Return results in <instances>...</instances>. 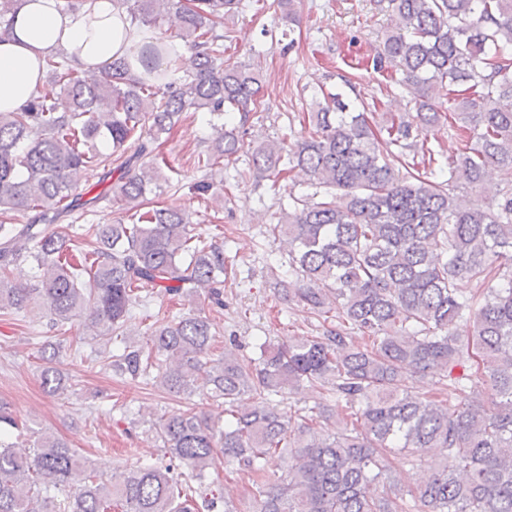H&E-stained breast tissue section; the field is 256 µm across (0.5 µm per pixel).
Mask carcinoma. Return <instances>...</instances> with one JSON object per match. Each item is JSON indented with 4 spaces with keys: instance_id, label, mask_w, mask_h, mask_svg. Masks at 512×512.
Returning a JSON list of instances; mask_svg holds the SVG:
<instances>
[{
    "instance_id": "obj_1",
    "label": "carcinoma",
    "mask_w": 512,
    "mask_h": 512,
    "mask_svg": "<svg viewBox=\"0 0 512 512\" xmlns=\"http://www.w3.org/2000/svg\"><path fill=\"white\" fill-rule=\"evenodd\" d=\"M118 3L138 27L176 18L178 43L146 44L142 75L126 58L98 73L53 54L37 96L18 112H0V312L41 305L50 327L82 319L101 339L122 335L139 292L204 294L224 306V245L195 238L186 210L148 198L159 177L156 143L183 113L210 115V145L198 156L205 178L195 184L206 195L208 177L239 153L262 98L258 71L224 59V23L241 0ZM22 4L0 0V42L14 37ZM387 8L395 24L372 68L399 75L416 112L374 124L364 101L324 91L307 113L309 134L251 153L262 176L298 169L325 189L321 201L294 200L269 231L291 246L288 297L319 317L336 313L340 327L264 342L248 361L230 348L212 358L214 323L186 313L149 326L144 347L114 360L97 354L133 378L155 374L173 393L191 391L203 376L232 420L163 414L152 428L169 464L110 482L55 436L30 448L0 443V512H190L182 493L221 460L256 476L255 512H404L387 456L423 459L438 449L447 451L442 470L410 490L421 512H512V0H387ZM182 47L195 57L186 76ZM445 102L471 143L441 181L433 151L418 161L409 139L413 123L442 117ZM111 164L124 216L80 226L76 238L91 250L77 256L76 238L54 221L82 173ZM490 168L503 185L487 184ZM29 260L38 269L33 282H12L10 267ZM405 370L443 375L455 408L402 387ZM305 383L328 386L345 402L336 412L342 427L329 430L323 412L286 423L267 402ZM13 430L18 418L0 403V433ZM285 452L288 470L270 477ZM174 461L187 472H175ZM53 491L67 506L54 505Z\"/></svg>"
}]
</instances>
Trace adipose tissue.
<instances>
[{
	"label": "adipose tissue",
	"instance_id": "obj_1",
	"mask_svg": "<svg viewBox=\"0 0 512 512\" xmlns=\"http://www.w3.org/2000/svg\"><path fill=\"white\" fill-rule=\"evenodd\" d=\"M150 34L133 26L117 0H84L76 11L61 0H25L15 20V36L0 43V112H14L38 91L45 57L62 51L81 68L103 70L113 60L133 61Z\"/></svg>",
	"mask_w": 512,
	"mask_h": 512
}]
</instances>
